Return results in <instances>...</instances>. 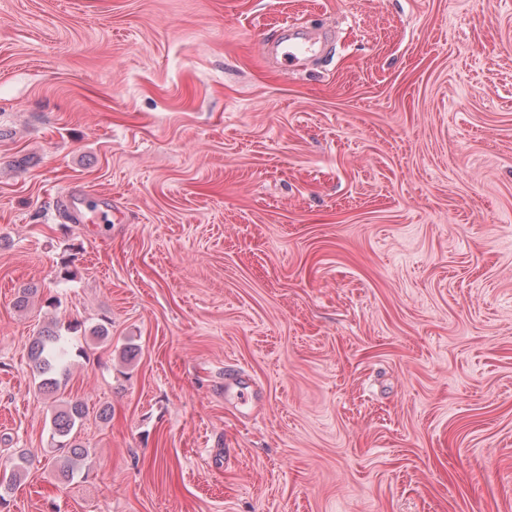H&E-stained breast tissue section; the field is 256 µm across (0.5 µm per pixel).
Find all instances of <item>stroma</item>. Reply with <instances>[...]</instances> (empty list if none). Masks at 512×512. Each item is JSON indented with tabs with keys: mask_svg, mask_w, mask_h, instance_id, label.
<instances>
[{
	"mask_svg": "<svg viewBox=\"0 0 512 512\" xmlns=\"http://www.w3.org/2000/svg\"><path fill=\"white\" fill-rule=\"evenodd\" d=\"M287 20L332 35L293 74ZM73 320L62 483L28 351ZM24 452L5 512H512V0H0ZM52 410V438L61 452L57 466L58 480L66 482L72 480L88 463L89 451L77 444L74 437L88 415V409L82 402L69 401L61 408L53 407Z\"/></svg>",
	"mask_w": 512,
	"mask_h": 512,
	"instance_id": "stroma-1",
	"label": "stroma"
}]
</instances>
